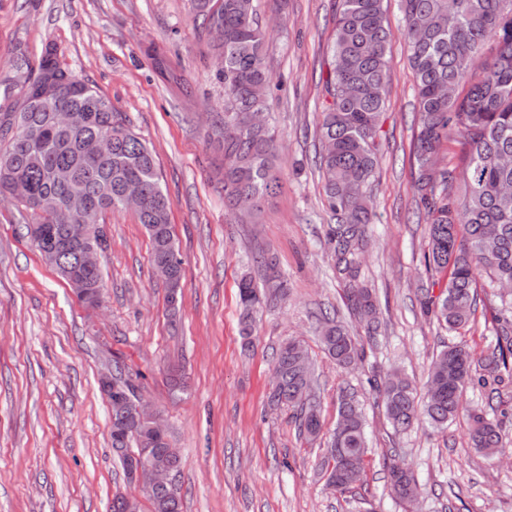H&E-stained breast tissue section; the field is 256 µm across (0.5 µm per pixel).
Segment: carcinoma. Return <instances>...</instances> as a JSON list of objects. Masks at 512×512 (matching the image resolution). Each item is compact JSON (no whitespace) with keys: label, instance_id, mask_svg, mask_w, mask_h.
I'll return each mask as SVG.
<instances>
[{"label":"carcinoma","instance_id":"1","mask_svg":"<svg viewBox=\"0 0 512 512\" xmlns=\"http://www.w3.org/2000/svg\"><path fill=\"white\" fill-rule=\"evenodd\" d=\"M193 7L207 29L224 28V39L215 45L222 62L218 78L224 84V114L214 122L212 133L224 149V198L241 222L258 224L263 202L282 188L275 173V128H253L248 121L250 112L269 111L271 93L280 88L266 66V35L254 0H223L218 11L211 0H193ZM401 7L418 102L415 188L428 224L421 263L427 272L448 275L440 295L424 289L422 307L448 333L459 332L475 314L478 277L483 276L500 309L479 358L461 342H450L436 354L423 397L399 369L375 385L386 418L397 431H411L424 420L442 429L465 410L472 420L471 448L486 456L512 453V439L501 421L508 413L503 388L512 381V0H401ZM490 36L497 40L498 51L473 78V65ZM390 40L383 0H340L315 151L325 206L336 220L326 230L336 280L350 314L364 323L371 339L379 334L381 322L362 266L374 218L369 190L382 150L379 131L390 77ZM48 74L65 81L67 92L44 98L41 84ZM463 84L468 85L464 95L447 94ZM5 95L12 102L0 108V194L19 182L26 186L27 195L18 203L32 223L44 225L54 242L52 254L37 245L45 262L56 270L79 264L78 247L64 243L77 218L65 185L55 178L58 171L67 170L83 181L87 201L103 212L121 208L123 183L136 179L144 188L137 218L148 234L153 264L167 261L172 267L167 303L176 310L182 260L170 222L172 201L161 186L152 148L125 125L107 97L62 68L55 54H43L36 73ZM69 111L82 112L83 120L57 126L54 113ZM105 133L112 134L111 154L84 158L85 144ZM455 137L469 146L462 175L445 168L432 178L431 166L443 143ZM459 178L464 184L460 194L454 191ZM252 261L262 271V285L247 275L238 283L241 331L247 338L255 316L288 297V280L276 257L263 251ZM319 342L341 368L366 359L364 347L333 318H325ZM112 372L122 385L121 396L112 398V447L140 449L149 441L162 452L167 436H154L147 425L130 418L137 401L133 375L117 361ZM470 389L488 391L485 402L464 407L463 396ZM268 402L293 411L298 434L309 439L320 435L323 423L313 365L305 347L294 339L283 342L274 355ZM367 451L362 406L354 392L343 389L320 463L327 486L341 494L352 489L361 480ZM388 478L397 498L420 495L408 468L392 464ZM148 499L151 512H181L176 485L153 489Z\"/></svg>","mask_w":512,"mask_h":512}]
</instances>
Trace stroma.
Listing matches in <instances>:
<instances>
[{
	"instance_id": "stroma-1",
	"label": "stroma",
	"mask_w": 512,
	"mask_h": 512,
	"mask_svg": "<svg viewBox=\"0 0 512 512\" xmlns=\"http://www.w3.org/2000/svg\"><path fill=\"white\" fill-rule=\"evenodd\" d=\"M257 4L270 31L267 66L283 82L270 114L282 189L260 223L241 224L224 208V155L205 141L224 109V87L193 0H0V84L16 83L18 59L37 68L51 43L62 67L111 100L157 156L184 269L172 315L144 227L133 212H109L103 305L85 309L42 260L22 214L0 201V512H110L119 491L149 512L111 448L98 378L116 360L137 375L140 398L180 452L184 512H512V461L471 448L466 415L441 430L423 423L396 434L364 369L339 368L322 351L323 308L366 338L336 283L325 244L332 218L313 163L339 0ZM384 7L390 82L363 264L383 325L366 351L369 363L400 369L421 389L449 339L424 316L421 287L438 293L447 279H427L420 266L427 239L413 189L414 84L400 0ZM152 43L169 48L175 80L153 70L144 55ZM257 247L275 253L289 295L258 316L247 348L237 281ZM291 339L305 346L318 379L324 427L313 441L299 437L288 410L267 404L272 351ZM343 387L363 406L368 453L360 482L340 495L327 487L320 460ZM396 459L421 485L415 502L389 493Z\"/></svg>"
}]
</instances>
